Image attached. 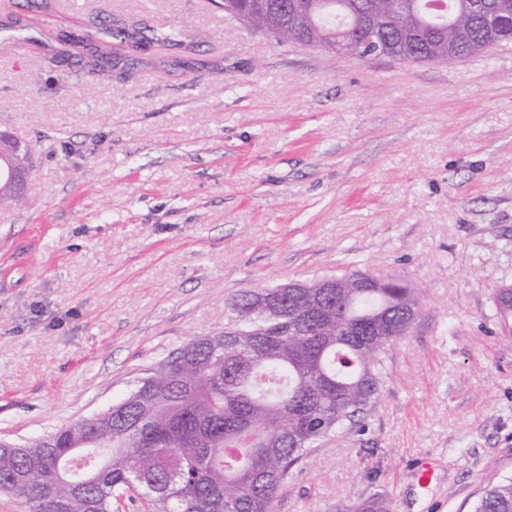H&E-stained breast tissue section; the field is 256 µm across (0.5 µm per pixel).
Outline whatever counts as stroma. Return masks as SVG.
<instances>
[{
    "label": "stroma",
    "instance_id": "stroma-1",
    "mask_svg": "<svg viewBox=\"0 0 512 512\" xmlns=\"http://www.w3.org/2000/svg\"><path fill=\"white\" fill-rule=\"evenodd\" d=\"M123 22L178 45L112 44ZM99 24L85 49L64 41ZM0 439L127 397L237 295L351 271L425 288L361 429L296 465L275 512H472L512 475V44L446 63L281 44L213 0H0ZM435 481L418 483L421 464ZM26 150L9 133L0 131V184H7L18 197H24V185L31 178L30 168L17 160Z\"/></svg>",
    "mask_w": 512,
    "mask_h": 512
}]
</instances>
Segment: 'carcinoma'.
<instances>
[{
    "label": "carcinoma",
    "instance_id": "1",
    "mask_svg": "<svg viewBox=\"0 0 512 512\" xmlns=\"http://www.w3.org/2000/svg\"><path fill=\"white\" fill-rule=\"evenodd\" d=\"M224 0V12L274 37L371 60L380 41L400 47L395 59L448 60V30L429 29L408 0H263L280 12ZM475 38L483 53L512 41V0H481ZM111 38L135 47L137 29ZM324 326L311 317L294 326L309 303L291 288L241 293L224 331L198 336L142 378L123 400L89 421L62 427L26 446L0 445V492L29 512H112L133 493L156 512H273L280 487L314 444L360 425L379 397L385 359L408 336L406 306L422 308V291L334 288L322 299ZM395 326L367 332L378 318ZM473 512H512V477L485 488Z\"/></svg>",
    "mask_w": 512,
    "mask_h": 512
}]
</instances>
